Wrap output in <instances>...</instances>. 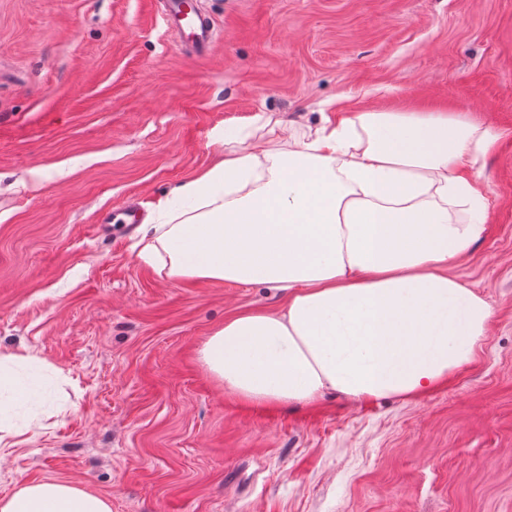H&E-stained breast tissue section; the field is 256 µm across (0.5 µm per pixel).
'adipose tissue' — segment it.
<instances>
[{"mask_svg": "<svg viewBox=\"0 0 512 512\" xmlns=\"http://www.w3.org/2000/svg\"><path fill=\"white\" fill-rule=\"evenodd\" d=\"M222 162L174 189L139 241L178 279L263 285L283 311L225 321L201 357L227 394L294 406L421 397L470 363L486 300L451 273L481 240L473 166L488 128L457 112H351L290 136L287 151L217 130ZM0 512H112L106 498L43 480Z\"/></svg>", "mask_w": 512, "mask_h": 512, "instance_id": "ef3b65f1", "label": "adipose tissue"}]
</instances>
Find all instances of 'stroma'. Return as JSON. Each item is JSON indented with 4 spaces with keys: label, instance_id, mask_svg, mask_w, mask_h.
<instances>
[{
    "label": "stroma",
    "instance_id": "stroma-1",
    "mask_svg": "<svg viewBox=\"0 0 512 512\" xmlns=\"http://www.w3.org/2000/svg\"><path fill=\"white\" fill-rule=\"evenodd\" d=\"M165 4L0 0V357H34L42 394L4 420L0 499L56 479L112 512H512V0H198L204 55ZM370 110L496 133L485 232L451 270L491 306L488 336L411 401L225 394L203 343L284 297L167 278L122 208L223 160L218 128Z\"/></svg>",
    "mask_w": 512,
    "mask_h": 512
}]
</instances>
